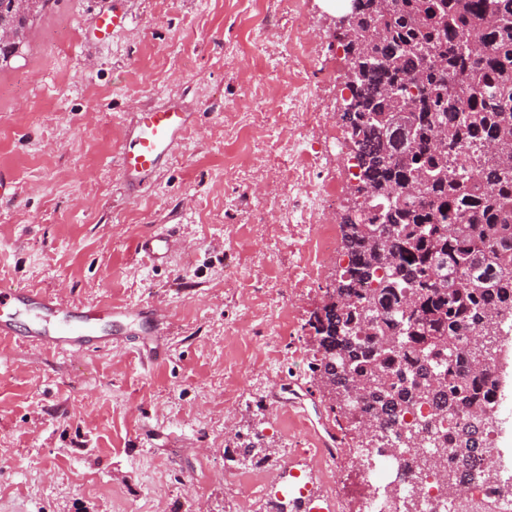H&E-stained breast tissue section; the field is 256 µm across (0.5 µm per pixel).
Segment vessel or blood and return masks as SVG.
<instances>
[{
    "label": "vessel or blood",
    "instance_id": "b4317fda",
    "mask_svg": "<svg viewBox=\"0 0 512 512\" xmlns=\"http://www.w3.org/2000/svg\"><path fill=\"white\" fill-rule=\"evenodd\" d=\"M189 126V115L176 105L138 112L132 128L124 136L120 166L128 184H136L158 170L174 153ZM175 241L172 235L151 234L142 239L140 249L152 261L166 259ZM27 317L26 337L44 348L78 352L91 346H108L112 338L103 333L102 322L159 317L158 309H134L112 303L84 308L66 306L59 297L21 286L0 289V339L16 334L14 317Z\"/></svg>",
    "mask_w": 512,
    "mask_h": 512
}]
</instances>
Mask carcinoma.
Returning a JSON list of instances; mask_svg holds the SVG:
<instances>
[{
    "mask_svg": "<svg viewBox=\"0 0 512 512\" xmlns=\"http://www.w3.org/2000/svg\"><path fill=\"white\" fill-rule=\"evenodd\" d=\"M11 3L0 0V20L22 34L32 17ZM341 46L354 110L340 119L372 201L340 224L348 262L332 291L350 306L313 314V372L355 426L382 433L429 407L407 437L431 439L497 396L477 366L496 361V317L512 313V267L500 262L512 254V0H356ZM352 381L364 389L355 399ZM448 446L480 448L458 429L435 444Z\"/></svg>",
    "mask_w": 512,
    "mask_h": 512,
    "instance_id": "obj_1",
    "label": "carcinoma"
}]
</instances>
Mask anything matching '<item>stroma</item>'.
<instances>
[{"label": "stroma", "instance_id": "obj_1", "mask_svg": "<svg viewBox=\"0 0 512 512\" xmlns=\"http://www.w3.org/2000/svg\"><path fill=\"white\" fill-rule=\"evenodd\" d=\"M124 27L83 39L98 14ZM286 0H57L0 67V282L80 308L163 309L154 335L109 349L0 341V512H236L230 482L271 473L272 500L301 476L315 512L332 479L308 456L335 422L311 366L309 326L339 273L315 266L306 205L288 183L295 120L277 39ZM345 81L309 101L303 134L325 166ZM254 99L278 122L238 130ZM179 102L191 126L169 164L128 193L119 172L137 112ZM176 226L179 248L144 260L143 236ZM501 372L502 476L512 475V338ZM277 445L275 463L238 450Z\"/></svg>", "mask_w": 512, "mask_h": 512}]
</instances>
